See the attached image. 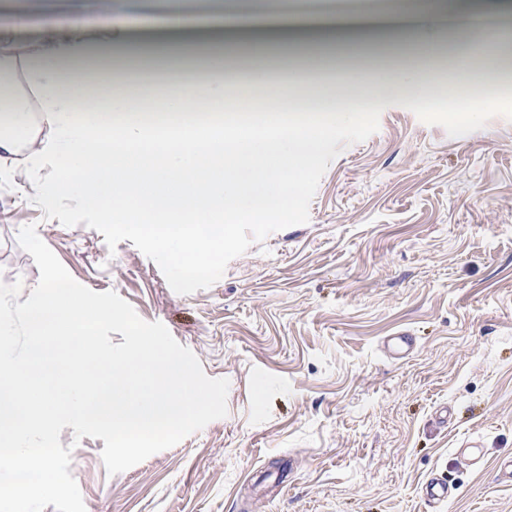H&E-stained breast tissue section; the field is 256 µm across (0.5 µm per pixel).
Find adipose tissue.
<instances>
[{
	"label": "adipose tissue",
	"instance_id": "obj_1",
	"mask_svg": "<svg viewBox=\"0 0 512 512\" xmlns=\"http://www.w3.org/2000/svg\"><path fill=\"white\" fill-rule=\"evenodd\" d=\"M318 24L323 35L311 48L314 99L303 111L288 107L290 77L271 82L261 70L249 75L277 107L271 139L203 130L199 116L223 100L224 86L177 70L159 82L152 63L175 59L177 41L157 43L149 58L137 61L130 83L97 86L84 81L100 67L97 53H84L63 75L57 53L0 43V156L23 153L38 161L39 133L49 127L53 173L48 183L32 184V193L80 191L106 221L154 238L183 276L214 275V251L231 225L287 223L288 192L299 187L305 164L341 118L328 109L332 23L322 18ZM22 77L36 101L20 91ZM146 102L163 108L146 117Z\"/></svg>",
	"mask_w": 512,
	"mask_h": 512
}]
</instances>
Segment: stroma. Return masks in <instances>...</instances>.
<instances>
[{
    "mask_svg": "<svg viewBox=\"0 0 512 512\" xmlns=\"http://www.w3.org/2000/svg\"><path fill=\"white\" fill-rule=\"evenodd\" d=\"M50 13L51 28L0 20V43L102 54L96 79L131 72L122 55L146 50V18L176 0H13ZM496 14L461 0L423 73L436 98L422 104L396 76L410 64L380 32L352 35L330 60L337 103L368 101V117L331 125L290 195L285 224H236L216 275L190 279L153 238L107 223L80 194H29L52 159L0 161V282L40 279L18 243L39 237L71 276L113 291L143 320L162 322L229 382L228 414L140 464L108 475L103 440L60 434L86 512H427L433 472L457 491L438 512H512V42L487 48L467 20ZM127 18L129 39L105 51L98 26ZM81 26H72L73 18ZM314 31L271 24L239 35L224 70L275 76L310 65ZM469 41L470 79L499 95L497 111L449 119L465 87L445 61ZM415 349L395 361L386 336ZM476 455H469V448Z\"/></svg>",
    "mask_w": 512,
    "mask_h": 512,
    "instance_id": "1",
    "label": "stroma"
}]
</instances>
